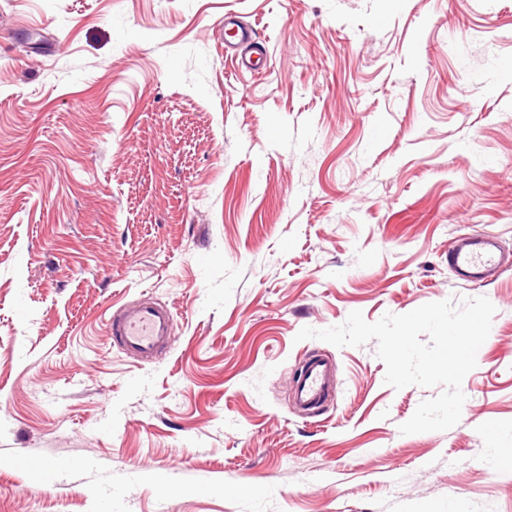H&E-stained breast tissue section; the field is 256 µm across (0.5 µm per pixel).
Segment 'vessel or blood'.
<instances>
[{"mask_svg": "<svg viewBox=\"0 0 512 512\" xmlns=\"http://www.w3.org/2000/svg\"><path fill=\"white\" fill-rule=\"evenodd\" d=\"M506 261L498 237L490 232L459 235L448 252V265L454 276L466 283L489 282ZM109 323L123 350L144 361L171 342L172 315L166 307L153 302L124 306L110 317ZM335 381V362L318 355L308 358L294 385V409L311 414L331 396Z\"/></svg>", "mask_w": 512, "mask_h": 512, "instance_id": "b4317fda", "label": "vessel or blood"}]
</instances>
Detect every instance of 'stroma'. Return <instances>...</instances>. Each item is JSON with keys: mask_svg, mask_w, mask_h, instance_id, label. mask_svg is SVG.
Segmentation results:
<instances>
[{"mask_svg": "<svg viewBox=\"0 0 512 512\" xmlns=\"http://www.w3.org/2000/svg\"><path fill=\"white\" fill-rule=\"evenodd\" d=\"M483 231L512 255V0H0V512H512V262L448 267ZM478 296L445 431L376 342L296 338ZM144 298L151 362L104 321ZM507 262L495 234L480 232L457 236L448 251V265L456 279L473 284L492 280ZM335 381V362L319 355L308 358L294 385V409L310 415L331 396Z\"/></svg>", "mask_w": 512, "mask_h": 512, "instance_id": "1", "label": "stroma"}]
</instances>
